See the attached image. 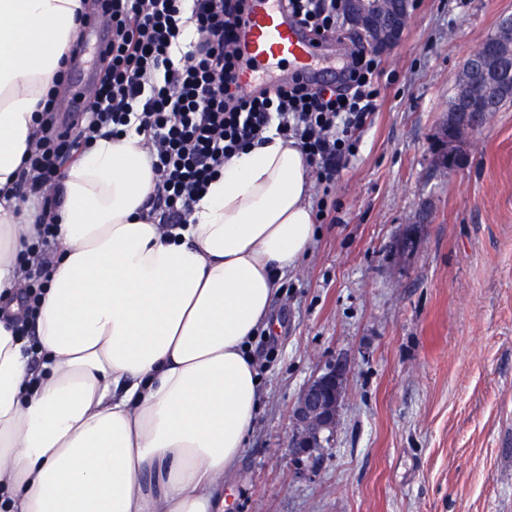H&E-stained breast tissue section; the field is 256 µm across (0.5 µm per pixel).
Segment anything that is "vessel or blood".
Listing matches in <instances>:
<instances>
[{
  "label": "vessel or blood",
  "instance_id": "vessel-or-blood-1",
  "mask_svg": "<svg viewBox=\"0 0 512 512\" xmlns=\"http://www.w3.org/2000/svg\"><path fill=\"white\" fill-rule=\"evenodd\" d=\"M239 43L256 61H291L299 76L310 70L321 51L301 26L289 20L281 0H254Z\"/></svg>",
  "mask_w": 512,
  "mask_h": 512
}]
</instances>
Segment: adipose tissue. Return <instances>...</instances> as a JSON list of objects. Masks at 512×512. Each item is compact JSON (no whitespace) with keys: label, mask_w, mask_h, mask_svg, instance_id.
<instances>
[{"label":"adipose tissue","mask_w":512,"mask_h":512,"mask_svg":"<svg viewBox=\"0 0 512 512\" xmlns=\"http://www.w3.org/2000/svg\"><path fill=\"white\" fill-rule=\"evenodd\" d=\"M84 8L0 0V512H224L261 402L248 342L316 234L309 167L269 134L169 230L145 135L97 139L49 190V282L17 335L41 257L15 181Z\"/></svg>","instance_id":"ef3b65f1"}]
</instances>
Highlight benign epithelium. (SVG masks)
<instances>
[{"label": "benign epithelium", "instance_id": "7a95c632", "mask_svg": "<svg viewBox=\"0 0 512 512\" xmlns=\"http://www.w3.org/2000/svg\"><path fill=\"white\" fill-rule=\"evenodd\" d=\"M342 5L344 22L377 53L400 42L411 16V0H342ZM511 34L512 18H508L500 23L498 33L485 41L479 56L471 59L468 84L457 92L454 112L438 136L437 153L448 168L465 162V138L482 128L483 112L471 107L479 90L505 84L512 74L509 55L502 48ZM347 380L345 366L330 364L301 388L291 410L292 430L288 436V447L294 455L311 456L334 435Z\"/></svg>", "mask_w": 512, "mask_h": 512}]
</instances>
